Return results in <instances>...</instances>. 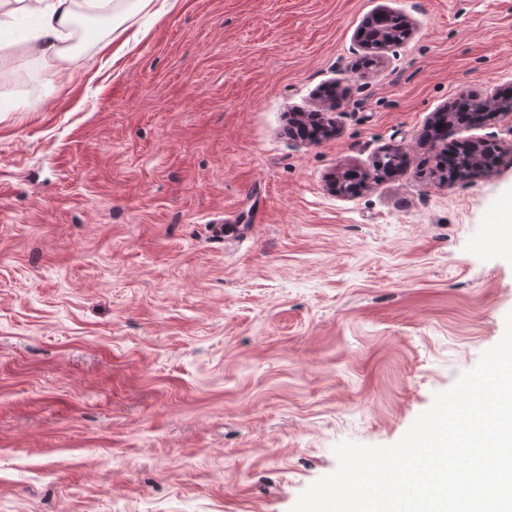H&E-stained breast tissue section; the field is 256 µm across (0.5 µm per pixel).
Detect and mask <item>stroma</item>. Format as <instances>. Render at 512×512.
<instances>
[{
	"label": "stroma",
	"mask_w": 512,
	"mask_h": 512,
	"mask_svg": "<svg viewBox=\"0 0 512 512\" xmlns=\"http://www.w3.org/2000/svg\"><path fill=\"white\" fill-rule=\"evenodd\" d=\"M382 5L415 31L362 75ZM328 87L334 133L289 135ZM509 89L512 0H112L62 58L1 37L0 512H290L337 443L398 442L512 312L477 244L512 154L452 180L430 143ZM475 141L512 114L443 146Z\"/></svg>",
	"instance_id": "1"
}]
</instances>
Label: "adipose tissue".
<instances>
[{
	"instance_id": "ef3b65f1",
	"label": "adipose tissue",
	"mask_w": 512,
	"mask_h": 512,
	"mask_svg": "<svg viewBox=\"0 0 512 512\" xmlns=\"http://www.w3.org/2000/svg\"><path fill=\"white\" fill-rule=\"evenodd\" d=\"M75 0H0V29L19 19L32 27L27 44L36 55L60 54L75 22Z\"/></svg>"
}]
</instances>
